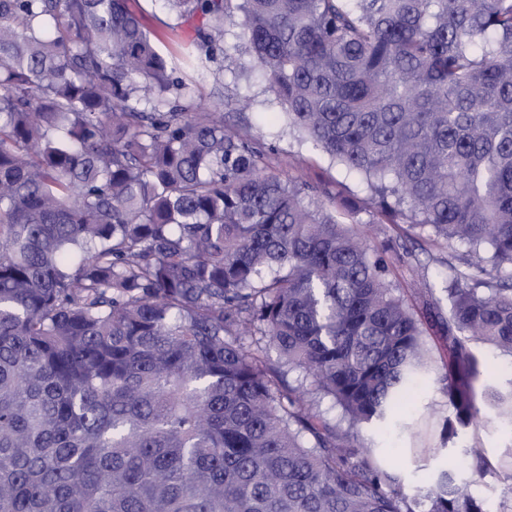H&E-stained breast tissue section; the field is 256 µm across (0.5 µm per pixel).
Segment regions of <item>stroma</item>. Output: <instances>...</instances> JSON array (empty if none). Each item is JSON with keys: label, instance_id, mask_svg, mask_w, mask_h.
Instances as JSON below:
<instances>
[{"label": "stroma", "instance_id": "35a3bbf8", "mask_svg": "<svg viewBox=\"0 0 512 512\" xmlns=\"http://www.w3.org/2000/svg\"><path fill=\"white\" fill-rule=\"evenodd\" d=\"M130 6L144 30L157 39L163 52L173 54L180 46L189 44L193 36L192 25H183L180 33H172L169 28L172 17L162 0H130ZM223 65L225 73L219 79L210 71L188 74L187 79L195 88L197 107L208 109L217 96H224L229 101L224 109L225 119L250 126L253 135L271 147V161L281 173L330 185L353 202L363 201L368 191L358 176L348 174L318 151L299 147L293 136L273 123L272 115L278 106L265 92L264 78L252 60L231 53L225 56ZM237 98L250 101V108L241 111L232 107V100ZM361 231L376 246L391 240L409 242L415 258L411 263L396 265L395 276L402 283L415 286L421 299L440 295L449 273L448 257L454 254V247L416 237L414 229L406 224H365ZM447 414L448 399L443 386L432 376L413 394V405L406 418L407 430L383 436L366 429L359 440L368 447L379 449L380 457L385 461L390 458L391 448H398L400 475L412 493L426 490L439 471L447 468V461H454L451 471L456 482L467 485L492 512H498L506 473L499 470L497 464L504 452L512 448V425L493 415L449 438L443 432ZM475 447L483 449L489 461L494 463L493 471L481 476L469 468L466 455Z\"/></svg>", "mask_w": 512, "mask_h": 512}]
</instances>
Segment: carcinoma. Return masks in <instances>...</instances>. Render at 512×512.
Instances as JSON below:
<instances>
[{"mask_svg": "<svg viewBox=\"0 0 512 512\" xmlns=\"http://www.w3.org/2000/svg\"><path fill=\"white\" fill-rule=\"evenodd\" d=\"M165 2L180 61L129 0H0V512H487L359 434L400 423L430 330L445 432L512 421L474 349L512 358V0ZM229 51L363 205L195 109ZM338 207L464 246L442 296Z\"/></svg>", "mask_w": 512, "mask_h": 512, "instance_id": "1", "label": "carcinoma"}]
</instances>
